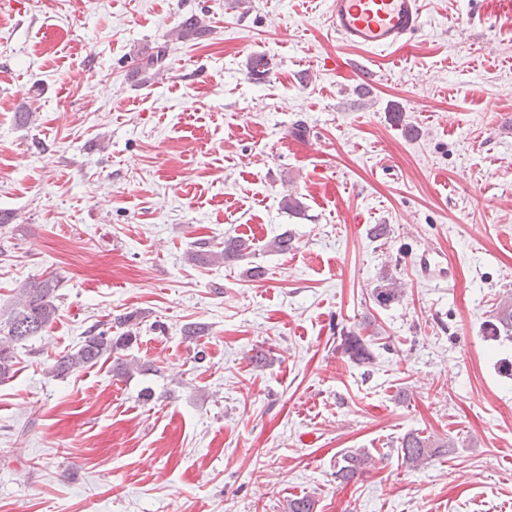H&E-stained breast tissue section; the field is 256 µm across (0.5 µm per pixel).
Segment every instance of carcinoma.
<instances>
[{
  "instance_id": "1",
  "label": "carcinoma",
  "mask_w": 512,
  "mask_h": 512,
  "mask_svg": "<svg viewBox=\"0 0 512 512\" xmlns=\"http://www.w3.org/2000/svg\"><path fill=\"white\" fill-rule=\"evenodd\" d=\"M205 33V29L197 19H189L178 31V38L197 39ZM252 243L241 237H230L224 240V250H196L191 259L205 264L218 263L243 258L251 253ZM61 280L51 275L41 280H29L17 288V301L4 322L3 335L0 336V380L10 377L14 372L16 356L14 345L32 336L40 335L56 319L58 307L57 291ZM375 299L379 305H390L398 302L404 295L402 283L393 276H383L381 283L374 289ZM116 327L123 329L117 336L107 330L92 331L77 349L59 356L51 367L56 376H65L87 366H92L104 356H110L125 349L136 340L138 317L126 314L114 319ZM490 334L497 336L500 332L512 333V303L507 302L500 307L489 324ZM343 354L355 364L371 362L372 355L366 341L354 334L342 338ZM454 447L452 441L434 442L430 438L410 432L402 438L401 457L406 467L415 470L435 456L444 454ZM374 465V457L364 448L351 449L344 452L336 461V479L348 484L363 476Z\"/></svg>"
}]
</instances>
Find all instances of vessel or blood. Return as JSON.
Here are the masks:
<instances>
[{"label":"vessel or blood","mask_w":512,"mask_h":512,"mask_svg":"<svg viewBox=\"0 0 512 512\" xmlns=\"http://www.w3.org/2000/svg\"><path fill=\"white\" fill-rule=\"evenodd\" d=\"M328 20L348 45L389 50L407 44L422 27L421 0H330ZM414 263L429 280L446 279L449 271L437 252L426 249Z\"/></svg>","instance_id":"obj_1"}]
</instances>
